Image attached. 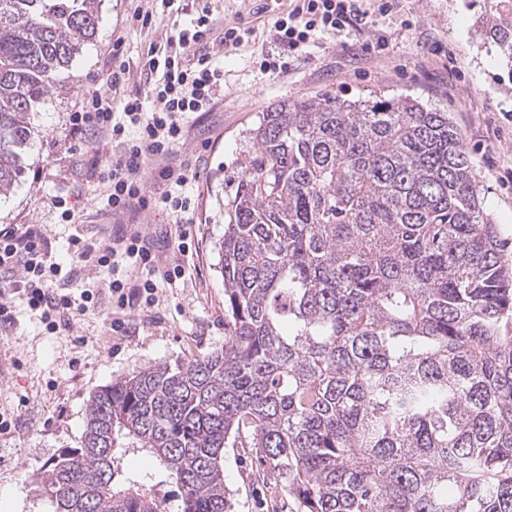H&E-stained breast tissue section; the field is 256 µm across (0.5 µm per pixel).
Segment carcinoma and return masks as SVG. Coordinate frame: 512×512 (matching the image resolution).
<instances>
[{
    "label": "carcinoma",
    "instance_id": "1",
    "mask_svg": "<svg viewBox=\"0 0 512 512\" xmlns=\"http://www.w3.org/2000/svg\"><path fill=\"white\" fill-rule=\"evenodd\" d=\"M96 0H0V196L30 115L90 41ZM488 34L512 64V20ZM219 243L224 348L95 392L41 469L56 512H228L246 433L304 512H512V267L448 113L414 98L285 101L250 132ZM121 467L126 476L149 474L145 488L158 500L166 503V512H180L181 500L179 492L169 473L159 467L148 456L130 452L121 461Z\"/></svg>",
    "mask_w": 512,
    "mask_h": 512
}]
</instances>
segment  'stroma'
I'll list each match as a JSON object with an SVG mask.
<instances>
[{"mask_svg": "<svg viewBox=\"0 0 512 512\" xmlns=\"http://www.w3.org/2000/svg\"><path fill=\"white\" fill-rule=\"evenodd\" d=\"M180 2L181 11L144 28L133 20L134 9L159 13L161 0H101L95 38L57 74L50 95L32 113L23 174L0 198V226L41 225L49 253L62 265L55 287L74 296L89 289L98 300L93 311L52 333L39 312L9 288L0 289L13 315L0 326V416L11 424L0 432V496L9 497L7 512H55L38 471L63 449L79 446L86 405L96 391L140 368L223 347V202L235 192L251 148L250 130L283 101L325 91L346 98L411 95L448 113L463 135L484 209L497 226L502 258L512 264V81L486 35L487 0H396L391 12L373 13L367 26L321 36L274 74L259 64L275 51L268 31L288 0L261 6L256 0H213L218 18L246 34L242 46L224 58L223 92L211 111L191 122L175 155L191 176L186 190L194 202L193 221L180 226L162 211L112 215L101 182L112 149L92 134H73L68 116L80 110L83 95L106 90L112 43L119 37L130 64L121 93L147 91L140 60L152 46L170 51L174 24L194 14L190 0ZM56 196L67 198L74 222H64L52 207ZM132 224L141 226L164 264L181 266L185 275L172 284L159 282L154 305L134 301L114 331L112 272L76 268L71 241L111 240ZM223 466L229 512H303L259 449L227 441ZM121 467L128 476L146 475V489L165 502L166 512H180L175 482L148 456L127 454Z\"/></svg>", "mask_w": 512, "mask_h": 512, "instance_id": "obj_1", "label": "stroma"}]
</instances>
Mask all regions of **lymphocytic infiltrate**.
Wrapping results in <instances>:
<instances>
[{"mask_svg": "<svg viewBox=\"0 0 512 512\" xmlns=\"http://www.w3.org/2000/svg\"><path fill=\"white\" fill-rule=\"evenodd\" d=\"M369 15L363 0H297L287 16L276 18L271 39L288 52L299 54L324 34H333L365 23ZM216 26L208 0H197L196 15L178 33L179 53L148 51L141 68L152 77L149 94L155 101L146 108L140 94L119 97L109 92L93 93L82 110L71 113L69 121L80 133L97 132L112 143V163L102 174L106 185V206L121 215L133 209L162 208L177 214L194 209L184 193L189 177L184 169L166 165L165 160L186 142V123L191 114L210 111L218 92L224 88V67L220 52L238 49L243 38L237 28H225L220 52L203 51ZM157 170L171 189L152 196L145 175ZM73 253L85 266H113L116 256H124L130 268L144 269L148 278H115L109 283L111 298L118 309H125L131 293L154 304L158 280L174 282L183 275L181 267H161L140 236L127 238L123 248L111 243L72 241ZM61 267L46 250L41 227L26 225L0 228V281L21 293L28 307L38 311L48 331L58 329L60 316L87 313L95 307L91 291L79 299L49 288Z\"/></svg>", "mask_w": 512, "mask_h": 512, "instance_id": "1", "label": "lymphocytic infiltrate"}]
</instances>
